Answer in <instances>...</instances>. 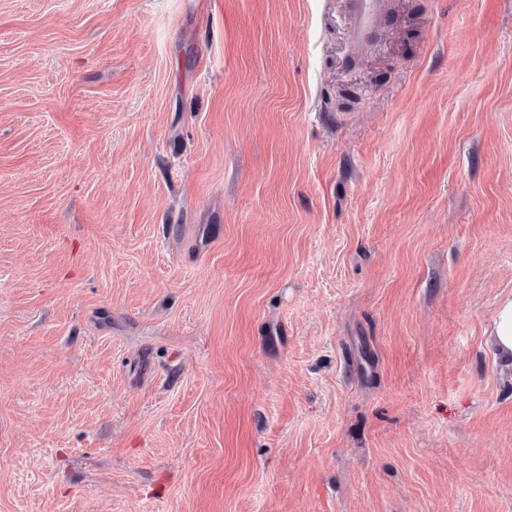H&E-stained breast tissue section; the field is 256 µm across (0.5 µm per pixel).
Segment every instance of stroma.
<instances>
[{
  "label": "stroma",
  "mask_w": 512,
  "mask_h": 512,
  "mask_svg": "<svg viewBox=\"0 0 512 512\" xmlns=\"http://www.w3.org/2000/svg\"><path fill=\"white\" fill-rule=\"evenodd\" d=\"M0 0V512H512V0ZM349 49L353 58L367 53L389 25L391 0H345ZM492 335L497 350L512 355V298L505 299L498 306Z\"/></svg>",
  "instance_id": "1"
}]
</instances>
